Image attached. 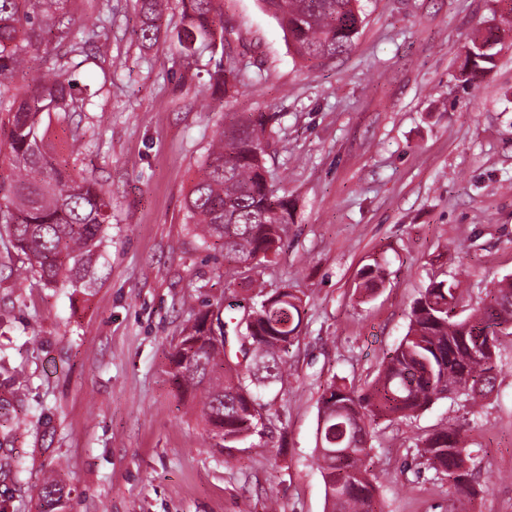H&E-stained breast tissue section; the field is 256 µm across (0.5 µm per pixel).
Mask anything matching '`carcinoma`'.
<instances>
[{"label":"carcinoma","instance_id":"1","mask_svg":"<svg viewBox=\"0 0 512 512\" xmlns=\"http://www.w3.org/2000/svg\"><path fill=\"white\" fill-rule=\"evenodd\" d=\"M66 0H0V127L8 128V170L0 169V224L30 269L50 288L78 287L98 258L112 200L95 181L58 164L43 145L44 118L75 111L72 81L59 61L91 39L59 15ZM180 26L173 43L189 57L196 50L231 53L233 29L224 24V0H178ZM360 0H262L291 39L295 53L314 63L346 53L363 22ZM165 0H137V40L155 44L161 34ZM512 27V7L496 29L473 38L467 62L486 69L502 33ZM30 51L43 52L54 67L23 91L13 79ZM270 117L263 112L234 115L212 143L207 162L187 201L194 230L203 245L220 252L228 265L265 260L278 253L293 213L288 196L270 182L263 162ZM356 288L371 294L382 287L377 260L356 273ZM458 284L431 281L411 308L408 330L372 383L362 389L332 381L323 389L324 418L316 465L322 473L328 512H382L371 473L370 430L380 420L407 418L427 409L467 383L464 395L477 399L495 386L499 333L512 330V278L501 281L490 299L461 317ZM236 332L244 371L228 374L224 305L206 303L182 331L171 354L179 388L200 394L201 414L213 446L236 448L262 434L255 390L282 378L289 348L302 321V298L283 288H263ZM216 323L213 342L207 323ZM428 468L448 476L456 492L470 494L475 458L457 428L421 441ZM72 488L58 471L44 479L41 512H64Z\"/></svg>","mask_w":512,"mask_h":512}]
</instances>
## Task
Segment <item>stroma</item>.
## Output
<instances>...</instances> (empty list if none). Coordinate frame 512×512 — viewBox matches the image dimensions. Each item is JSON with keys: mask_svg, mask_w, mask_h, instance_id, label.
<instances>
[{"mask_svg": "<svg viewBox=\"0 0 512 512\" xmlns=\"http://www.w3.org/2000/svg\"><path fill=\"white\" fill-rule=\"evenodd\" d=\"M349 51L299 58L261 0H224L235 61L185 59L137 41L135 0H67L100 26L68 56L73 116H52L57 162L112 195L92 282L48 288L0 224V512H37L45 472L65 464L71 512H326L315 464L319 398L362 388L407 332L430 280L461 283L465 307L512 276V50L463 83L477 30L503 0H361ZM235 68L224 97L217 68ZM272 115L265 164L294 208L276 256L229 282L193 232L185 201L229 113ZM378 259L385 284L355 293ZM303 300L288 373L264 396L267 432L213 448L200 407L170 376V344L205 299L241 318L242 282ZM480 407L435 402L372 431L383 512H447L455 490L417 443L460 427L477 457L475 512H512V336Z\"/></svg>", "mask_w": 512, "mask_h": 512, "instance_id": "stroma-1", "label": "stroma"}]
</instances>
